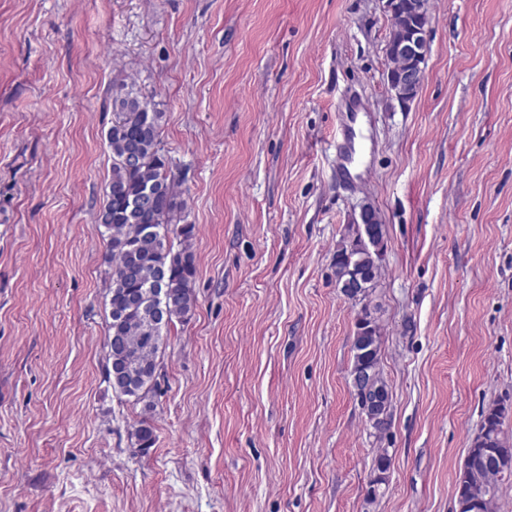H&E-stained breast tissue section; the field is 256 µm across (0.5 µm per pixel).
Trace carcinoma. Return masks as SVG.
Segmentation results:
<instances>
[{
    "instance_id": "cac0c4a2",
    "label": "carcinoma",
    "mask_w": 512,
    "mask_h": 512,
    "mask_svg": "<svg viewBox=\"0 0 512 512\" xmlns=\"http://www.w3.org/2000/svg\"><path fill=\"white\" fill-rule=\"evenodd\" d=\"M112 109L115 113H135L137 120L130 125L112 124L107 141L112 152V174L105 188L106 202L97 221L104 231L108 250L109 323L110 335L122 329L121 319L130 320L129 297L141 290L143 283L161 271L174 285L173 298L167 305V316L152 336L142 341L143 358L140 368L141 388L123 391L113 378V355L107 353L105 381L122 395L138 400L158 388L155 359L164 336L177 321H184L196 305L194 283L197 274L193 240L196 225L184 222L186 203L176 190L179 172L171 159L162 153L160 129L164 113L147 100L127 89L124 83L112 87ZM153 185L155 194L145 211L133 208L144 186ZM336 284L354 282L372 293L381 278L382 267L373 251L358 247V236H350L336 250ZM378 307L365 304L357 312L352 344V367L364 365L375 374L376 390L390 395L382 377L381 327ZM505 408H490L472 440L464 462L473 464L493 448L506 447L509 436L503 429ZM139 447L147 449L154 444L152 427L146 420L138 421L131 432ZM480 480L499 492L500 485L512 481V470L482 471Z\"/></svg>"
}]
</instances>
